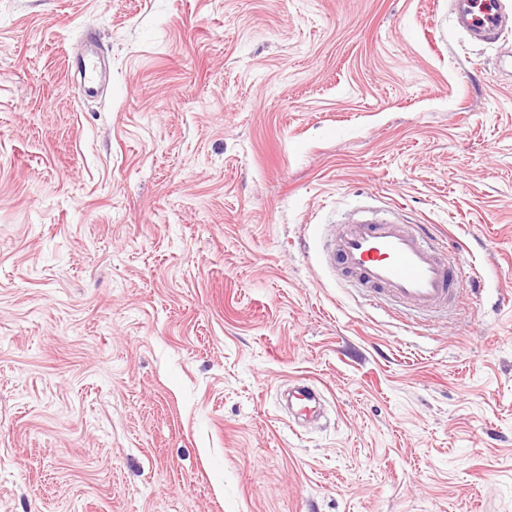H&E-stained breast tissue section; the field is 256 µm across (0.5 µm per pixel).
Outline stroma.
<instances>
[{
	"label": "stroma",
	"instance_id": "obj_1",
	"mask_svg": "<svg viewBox=\"0 0 512 512\" xmlns=\"http://www.w3.org/2000/svg\"><path fill=\"white\" fill-rule=\"evenodd\" d=\"M368 209L461 262L454 313L327 265ZM0 512H512V26L0 0ZM289 402L301 416H317L323 406L322 389L313 383L299 382L289 385Z\"/></svg>",
	"mask_w": 512,
	"mask_h": 512
}]
</instances>
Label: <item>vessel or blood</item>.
<instances>
[{
  "mask_svg": "<svg viewBox=\"0 0 512 512\" xmlns=\"http://www.w3.org/2000/svg\"><path fill=\"white\" fill-rule=\"evenodd\" d=\"M457 24L480 42L496 39L503 29L498 0H486L484 18L474 17L469 0H460ZM329 264L368 288L418 309L446 307L459 291L462 270L448 262L413 224L362 217L346 225L328 247ZM289 402L301 416H317L323 406L322 389L313 383L291 384Z\"/></svg>",
  "mask_w": 512,
  "mask_h": 512,
  "instance_id": "vessel-or-blood-1",
  "label": "vessel or blood"
}]
</instances>
